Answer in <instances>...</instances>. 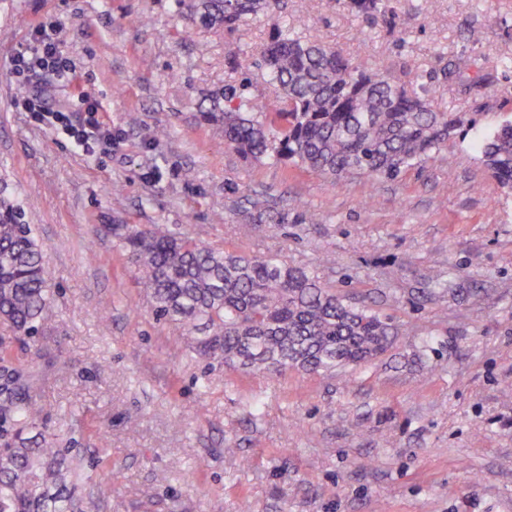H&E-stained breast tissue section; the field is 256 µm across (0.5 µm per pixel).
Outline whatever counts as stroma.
<instances>
[{
  "label": "stroma",
  "instance_id": "1",
  "mask_svg": "<svg viewBox=\"0 0 512 512\" xmlns=\"http://www.w3.org/2000/svg\"><path fill=\"white\" fill-rule=\"evenodd\" d=\"M377 3L280 0L195 30L175 0H0V187L52 288L36 349L0 324V350L36 375L85 512H512V193L472 148L512 119V0ZM48 18L80 75L57 101L76 122L87 92L112 127L91 156L30 121L8 67ZM280 28L477 124L394 179L244 163L200 115L231 85L273 100L261 61ZM116 224L283 256L398 334L330 373L205 366L153 315Z\"/></svg>",
  "mask_w": 512,
  "mask_h": 512
}]
</instances>
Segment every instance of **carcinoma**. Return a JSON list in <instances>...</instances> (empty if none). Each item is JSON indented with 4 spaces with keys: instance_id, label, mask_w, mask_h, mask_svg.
Segmentation results:
<instances>
[{
    "instance_id": "cac0c4a2",
    "label": "carcinoma",
    "mask_w": 512,
    "mask_h": 512,
    "mask_svg": "<svg viewBox=\"0 0 512 512\" xmlns=\"http://www.w3.org/2000/svg\"><path fill=\"white\" fill-rule=\"evenodd\" d=\"M178 0L199 28H233L272 0ZM263 66L277 85L271 103L232 105L201 118L224 129V143L246 161L263 158L318 172L331 182L394 178L420 165L465 126L457 112H435L404 85L354 66L329 46L286 30L272 37ZM475 149L486 171L512 191V121L498 123ZM131 254L159 319L190 338L207 365L329 372L383 354L397 326L326 289L314 272L276 256L217 251L167 228L112 225ZM50 288L34 228L0 191V321L36 343L48 318ZM0 512H73L76 464L46 431L28 366L0 356ZM37 431L39 440L21 434Z\"/></svg>"
}]
</instances>
